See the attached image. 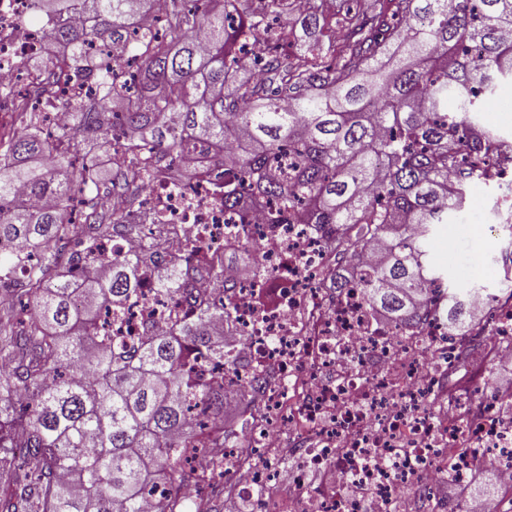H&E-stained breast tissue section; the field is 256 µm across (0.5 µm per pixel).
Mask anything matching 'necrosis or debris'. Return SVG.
Instances as JSON below:
<instances>
[{
	"label": "necrosis or debris",
	"instance_id": "4bbe7bcc",
	"mask_svg": "<svg viewBox=\"0 0 512 512\" xmlns=\"http://www.w3.org/2000/svg\"><path fill=\"white\" fill-rule=\"evenodd\" d=\"M32 15L33 0H0L2 84L16 85L18 58L45 46ZM126 220L153 230L101 242L85 266L115 249L130 257L146 251L165 265L186 242H199L218 275L197 285L230 307L244 366L266 376L262 412L246 431H231L224 450L237 500L289 481L303 490L298 512H461L443 476L467 480L471 461L459 452L466 440L512 482V395L499 391V354L512 349V293L475 295L473 332L490 383L487 394L452 402L448 381L465 340L431 314L415 329L380 322L359 286L330 292L333 244L309 224L240 225L225 212L201 147L174 158ZM244 241L258 246L263 275L237 276L225 263V245ZM165 308L146 292L113 314L112 333L141 340Z\"/></svg>",
	"mask_w": 512,
	"mask_h": 512
}]
</instances>
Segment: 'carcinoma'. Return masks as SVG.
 <instances>
[{
    "label": "carcinoma",
    "mask_w": 512,
    "mask_h": 512,
    "mask_svg": "<svg viewBox=\"0 0 512 512\" xmlns=\"http://www.w3.org/2000/svg\"><path fill=\"white\" fill-rule=\"evenodd\" d=\"M171 0L162 34L136 30L153 0H33L52 56L35 66L34 94L0 86L13 127L0 130L12 164L0 168V512H144L150 484L172 493L154 512H185L189 486L209 484L188 458L200 448L224 466V376L239 355L216 338L224 305L185 288L213 271L194 249L156 277L157 292L187 303L168 332L119 343L103 311L145 287L139 261L113 255L102 275H76L107 238L138 234L97 207L99 177L76 164L79 135L139 163L137 177L189 147L211 148L224 170V209L267 206L328 228L342 261L340 291L357 280L367 305L403 328L418 304L453 333L471 317V288H445L427 242L461 211L466 186L496 185L494 161L512 136L481 118L512 83V0H372L345 18L338 45L290 56L291 0ZM73 11L83 26L57 20ZM95 92L60 96V77ZM62 102L67 136L46 137L37 98ZM298 161L281 164L282 152ZM22 188L55 206L27 209ZM385 241L381 258L354 264L359 243Z\"/></svg>",
    "instance_id": "1"
}]
</instances>
